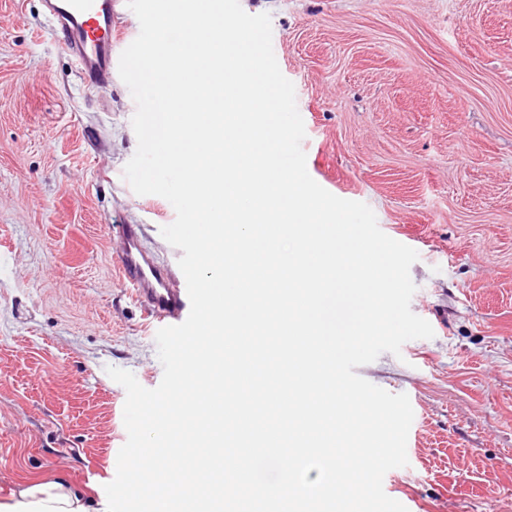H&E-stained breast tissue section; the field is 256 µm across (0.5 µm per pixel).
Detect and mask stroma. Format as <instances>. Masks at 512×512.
I'll list each match as a JSON object with an SVG mask.
<instances>
[{
	"label": "stroma",
	"mask_w": 512,
	"mask_h": 512,
	"mask_svg": "<svg viewBox=\"0 0 512 512\" xmlns=\"http://www.w3.org/2000/svg\"><path fill=\"white\" fill-rule=\"evenodd\" d=\"M269 13L312 178L415 249L412 311L434 336L356 372L407 394L414 512H512V0H240ZM136 104L87 89L42 0H0V503L27 480L103 493L127 440L125 389L157 387L158 328L119 276V227L173 206L123 177Z\"/></svg>",
	"instance_id": "obj_1"
}]
</instances>
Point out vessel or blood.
<instances>
[{"mask_svg": "<svg viewBox=\"0 0 512 512\" xmlns=\"http://www.w3.org/2000/svg\"><path fill=\"white\" fill-rule=\"evenodd\" d=\"M117 0H44L46 14L87 87L112 84V57L121 36L113 29ZM119 270L136 299L162 325H177L190 312L186 289L171 284V273L143 248L139 225H123Z\"/></svg>", "mask_w": 512, "mask_h": 512, "instance_id": "1", "label": "vessel or blood"}]
</instances>
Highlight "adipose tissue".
Returning <instances> with one entry per match:
<instances>
[{
	"label": "adipose tissue",
	"mask_w": 512,
	"mask_h": 512,
	"mask_svg": "<svg viewBox=\"0 0 512 512\" xmlns=\"http://www.w3.org/2000/svg\"><path fill=\"white\" fill-rule=\"evenodd\" d=\"M0 512H112L111 501L90 497L65 479L31 481L11 493Z\"/></svg>",
	"instance_id": "obj_1"
}]
</instances>
